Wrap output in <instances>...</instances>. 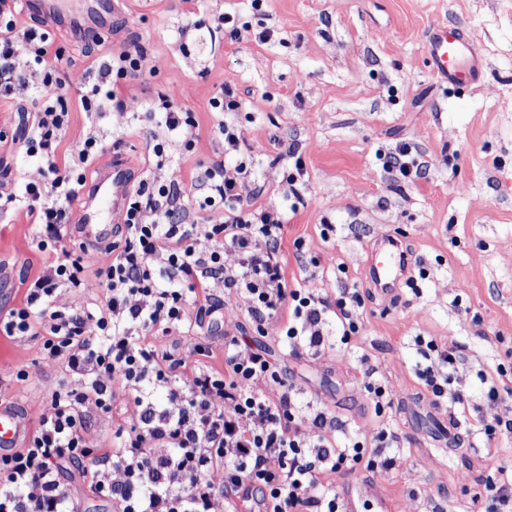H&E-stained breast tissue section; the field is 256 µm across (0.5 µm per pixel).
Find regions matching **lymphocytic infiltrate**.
Returning a JSON list of instances; mask_svg holds the SVG:
<instances>
[{"label":"lymphocytic infiltrate","mask_w":512,"mask_h":512,"mask_svg":"<svg viewBox=\"0 0 512 512\" xmlns=\"http://www.w3.org/2000/svg\"><path fill=\"white\" fill-rule=\"evenodd\" d=\"M18 4L0 0V100L30 99L35 114L17 131H1L0 145L24 147L35 165L33 175L0 182V211L24 210L37 248L53 256L31 280L23 304L0 316V337H39V358L60 376L22 446L0 452V512H77L61 481L70 464L86 465L91 488L116 512H343L332 476L394 469L389 450L396 436L389 427L376 433L374 446L357 439L335 446V417L298 403L265 351L225 336L223 370L197 364L185 381L179 351L158 350L154 340L193 328V314H206L225 294L246 300L259 332L287 311L289 348L321 351L332 338L345 344L358 333L362 296L347 291L331 300L288 282L280 253L287 217L243 195L251 175L246 164L218 163L196 177L198 206L210 211L198 223L166 153L172 143L192 142L197 124L167 101L152 151L168 177H143L127 191L121 244L95 257L61 248L62 226L84 199L87 172L104 146L91 129L68 160L57 161L69 116L56 68L61 50L49 33L19 24ZM141 60L137 50L111 53L82 85L83 111L93 115L107 104L139 111L138 99L123 95L121 85L140 74ZM92 276L103 290L93 308L84 300ZM192 295L204 300L195 310ZM415 343L426 361L417 376L435 400L451 402L452 423L473 410L487 438L512 434V419L497 413V381L485 382L481 407L471 408L448 387L458 346L422 336ZM120 389L131 393L135 414L118 425L112 450L94 453L86 417L110 414Z\"/></svg>","instance_id":"f902f5d3"}]
</instances>
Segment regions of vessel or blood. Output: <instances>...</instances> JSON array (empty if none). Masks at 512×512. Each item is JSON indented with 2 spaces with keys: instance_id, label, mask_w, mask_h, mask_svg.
I'll return each mask as SVG.
<instances>
[{
  "instance_id": "vessel-or-blood-1",
  "label": "vessel or blood",
  "mask_w": 512,
  "mask_h": 512,
  "mask_svg": "<svg viewBox=\"0 0 512 512\" xmlns=\"http://www.w3.org/2000/svg\"><path fill=\"white\" fill-rule=\"evenodd\" d=\"M27 11L54 26L68 21L70 27L92 36L110 32L111 0H86L83 10L71 11L69 0H26ZM428 54L436 75L449 87L459 90L475 82L479 63L472 42L456 27L438 26L428 37ZM129 179L125 163L112 162L105 166L96 183L87 188V204L77 216L75 234L86 241H101L113 224L118 223L124 208L122 186ZM371 273L384 289L397 287L406 271V256L395 237L381 239L370 257ZM23 422L15 414L0 410V447L7 448L17 442Z\"/></svg>"
}]
</instances>
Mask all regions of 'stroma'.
Returning a JSON list of instances; mask_svg holds the SVG:
<instances>
[{
	"label": "stroma",
	"instance_id": "stroma-1",
	"mask_svg": "<svg viewBox=\"0 0 512 512\" xmlns=\"http://www.w3.org/2000/svg\"><path fill=\"white\" fill-rule=\"evenodd\" d=\"M112 33L88 51L70 30L56 29L62 47L58 75L68 90L69 121L56 151H76L88 126L105 144L121 137L131 173L153 163L149 147L160 100L193 113V148L173 146L184 200L194 203L193 179L224 160L221 119L209 100L231 87L240 103L232 116L241 132L240 160L263 183L260 204L283 208L282 178L295 160L305 164L302 199L281 241L288 281L336 297L357 288L364 298L360 331L349 344L315 354L290 350L281 334L287 314L264 333L250 324L244 299L229 296L224 312L188 334L159 338L160 348L219 349L231 333L267 351L299 401L335 416L340 431L363 439L390 424L398 464L362 473L360 489L388 512H484L480 479L494 453L512 476V438L486 440L477 422L453 425L420 380L415 337L460 346L454 376L479 400L478 372L506 369L502 413L512 412V0H113ZM235 15L246 30L231 39L217 17ZM454 25L472 39L482 62L478 80L455 92L432 74L427 35ZM277 31L275 43L255 36ZM143 52L141 75L124 95L142 104L133 115L106 109L89 123L78 104L80 87L110 52ZM409 145L427 161L423 178L394 180L386 155ZM397 237L409 256V275L427 268L417 288L384 293L368 275L379 238ZM44 255L24 211L0 214V311L18 305L27 277ZM36 341L0 340V378L11 383V406L26 426L44 411L56 366L34 356ZM392 391L379 417L364 389L361 358ZM28 377L14 381L17 370ZM117 412L87 416L92 445L111 447L131 397L116 396Z\"/></svg>",
	"mask_w": 512,
	"mask_h": 512
}]
</instances>
